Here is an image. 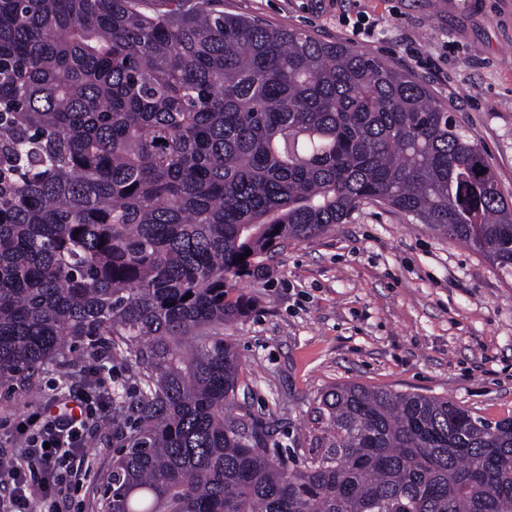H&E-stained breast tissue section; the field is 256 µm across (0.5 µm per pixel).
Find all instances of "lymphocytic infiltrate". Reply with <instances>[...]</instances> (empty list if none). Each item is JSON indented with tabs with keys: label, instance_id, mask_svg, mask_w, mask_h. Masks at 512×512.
<instances>
[{
	"label": "lymphocytic infiltrate",
	"instance_id": "1",
	"mask_svg": "<svg viewBox=\"0 0 512 512\" xmlns=\"http://www.w3.org/2000/svg\"><path fill=\"white\" fill-rule=\"evenodd\" d=\"M101 408L100 401L74 394L58 413L26 418L20 453L0 456V512H57L63 478L83 474L89 424Z\"/></svg>",
	"mask_w": 512,
	"mask_h": 512
}]
</instances>
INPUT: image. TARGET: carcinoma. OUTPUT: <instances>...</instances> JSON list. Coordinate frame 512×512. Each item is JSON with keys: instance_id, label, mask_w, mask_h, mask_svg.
I'll return each instance as SVG.
<instances>
[{"instance_id": "cac0c4a2", "label": "carcinoma", "mask_w": 512, "mask_h": 512, "mask_svg": "<svg viewBox=\"0 0 512 512\" xmlns=\"http://www.w3.org/2000/svg\"><path fill=\"white\" fill-rule=\"evenodd\" d=\"M365 201L512 274L484 147L412 74L224 0H0V385L131 371L96 512H512V417L339 384L297 467L237 399V285Z\"/></svg>"}]
</instances>
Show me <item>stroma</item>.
<instances>
[{"label": "stroma", "mask_w": 512, "mask_h": 512, "mask_svg": "<svg viewBox=\"0 0 512 512\" xmlns=\"http://www.w3.org/2000/svg\"><path fill=\"white\" fill-rule=\"evenodd\" d=\"M224 11L342 42L411 73L478 135L512 203V0H224ZM362 15L377 24L365 38L353 33ZM271 267L272 286L243 283L256 309L224 337L241 359L239 400L271 421L286 454L303 458L318 434L316 399L343 383L448 398L490 421L512 416V274L482 254L366 202L348 223L289 241ZM85 367L71 354L68 366L48 367L33 396L0 387V448L18 440L8 421L65 392L105 401L89 429L87 475L62 485L68 512H93L127 444L112 432V410L138 391L120 366L102 387Z\"/></svg>", "instance_id": "35a3bbf8"}]
</instances>
